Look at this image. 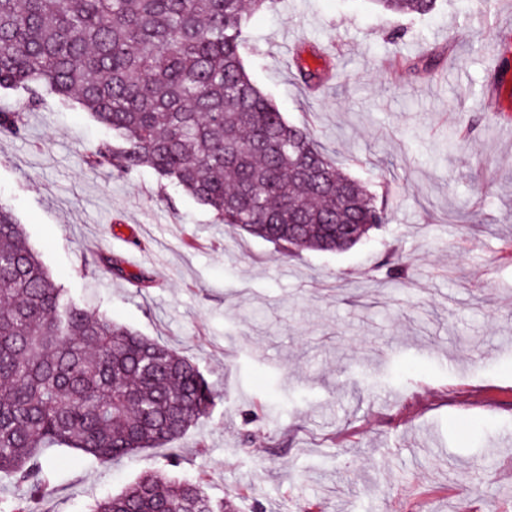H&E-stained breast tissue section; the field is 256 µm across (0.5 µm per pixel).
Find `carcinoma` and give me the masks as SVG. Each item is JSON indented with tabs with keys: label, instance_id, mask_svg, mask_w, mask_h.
<instances>
[{
	"label": "carcinoma",
	"instance_id": "1",
	"mask_svg": "<svg viewBox=\"0 0 512 512\" xmlns=\"http://www.w3.org/2000/svg\"><path fill=\"white\" fill-rule=\"evenodd\" d=\"M275 0H0V93L77 102L110 137L90 163L128 175L149 167L224 224L280 253L340 251L387 220V195L334 164L304 126L289 123L241 57L248 12ZM426 16L437 0H371ZM307 86L323 70L297 54ZM19 112L0 110V135ZM116 278L138 285L103 259ZM407 276L393 258L385 283ZM217 396L175 349L91 312L55 282L13 212L0 205V474L25 492L0 512H34L54 491L45 457L74 448L100 464L171 448ZM201 482L164 470L141 476L89 512H226Z\"/></svg>",
	"mask_w": 512,
	"mask_h": 512
}]
</instances>
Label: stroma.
Listing matches in <instances>:
<instances>
[{
    "label": "stroma",
    "mask_w": 512,
    "mask_h": 512,
    "mask_svg": "<svg viewBox=\"0 0 512 512\" xmlns=\"http://www.w3.org/2000/svg\"><path fill=\"white\" fill-rule=\"evenodd\" d=\"M299 47L333 70L316 92ZM242 55L288 122L388 190V222L362 243L289 258L151 169L89 167L107 131L51 96H0L24 125L0 138V204L55 281L214 385L170 475L235 512H512V0L468 15L438 0L424 18L278 0L250 16ZM99 253L154 286L92 266ZM395 254L409 274L393 290L377 269ZM52 456L42 512H87L165 465L160 448Z\"/></svg>",
    "instance_id": "35a3bbf8"
}]
</instances>
